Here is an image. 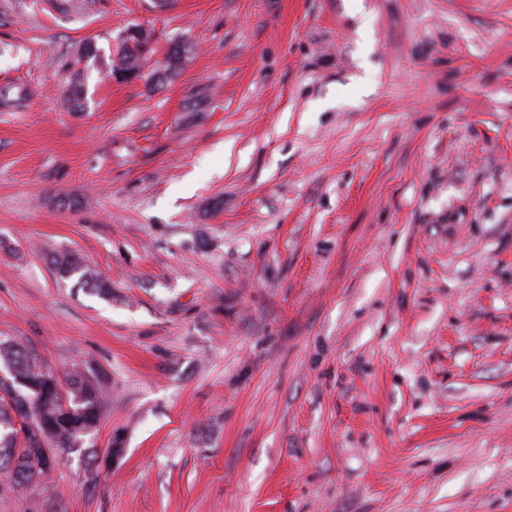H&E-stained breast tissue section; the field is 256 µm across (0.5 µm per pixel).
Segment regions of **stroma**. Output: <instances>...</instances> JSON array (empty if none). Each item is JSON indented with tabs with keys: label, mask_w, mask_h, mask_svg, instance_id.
I'll list each match as a JSON object with an SVG mask.
<instances>
[{
	"label": "stroma",
	"mask_w": 512,
	"mask_h": 512,
	"mask_svg": "<svg viewBox=\"0 0 512 512\" xmlns=\"http://www.w3.org/2000/svg\"><path fill=\"white\" fill-rule=\"evenodd\" d=\"M134 24L183 71L66 110ZM1 45L0 336L109 389L97 480L0 512H512V0H0ZM51 264L63 280L77 276L78 284L101 298L112 296V285L77 254L67 250L51 252Z\"/></svg>",
	"instance_id": "obj_1"
}]
</instances>
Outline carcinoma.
Instances as JSON below:
<instances>
[{
	"mask_svg": "<svg viewBox=\"0 0 512 512\" xmlns=\"http://www.w3.org/2000/svg\"><path fill=\"white\" fill-rule=\"evenodd\" d=\"M154 55L134 36L119 38L116 55L104 60L100 49L82 44L78 58L65 62L73 71L64 99L73 112L87 107L85 79L97 69L108 74L118 67L139 70ZM51 264L63 280L101 297H112V285L77 254L51 252ZM0 494H19L36 483L44 471L40 459L50 455L58 464L74 453L86 454L84 445L98 425L108 378L86 362L66 374L67 393H61L56 372L35 353L11 338H0Z\"/></svg>",
	"mask_w": 512,
	"mask_h": 512,
	"instance_id": "1",
	"label": "carcinoma"
}]
</instances>
